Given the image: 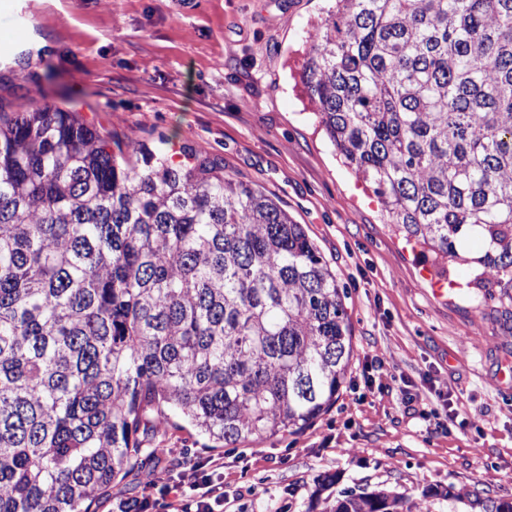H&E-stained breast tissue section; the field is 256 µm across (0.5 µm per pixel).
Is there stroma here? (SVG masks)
Returning <instances> with one entry per match:
<instances>
[{
  "mask_svg": "<svg viewBox=\"0 0 512 512\" xmlns=\"http://www.w3.org/2000/svg\"><path fill=\"white\" fill-rule=\"evenodd\" d=\"M0 0V116L80 112L111 146L188 150L275 198L348 290L346 383L312 425L260 444L209 448L179 419L166 456L129 476L136 497L224 461L234 512H323L317 480L385 490L406 512H484L512 498V313L435 295L428 262L391 234L381 205L314 126L296 60L329 0H30L18 36ZM376 364L377 387L361 378ZM469 425L459 429L457 418Z\"/></svg>",
  "mask_w": 512,
  "mask_h": 512,
  "instance_id": "35a3bbf8",
  "label": "stroma"
}]
</instances>
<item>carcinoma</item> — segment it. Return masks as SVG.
Masks as SVG:
<instances>
[{"label":"carcinoma","instance_id":"cac0c4a2","mask_svg":"<svg viewBox=\"0 0 512 512\" xmlns=\"http://www.w3.org/2000/svg\"><path fill=\"white\" fill-rule=\"evenodd\" d=\"M301 79L395 232L512 289V0H335ZM347 295L214 159L115 154L51 106L0 124V512H96L172 416L228 448L301 431L342 390Z\"/></svg>","mask_w":512,"mask_h":512}]
</instances>
